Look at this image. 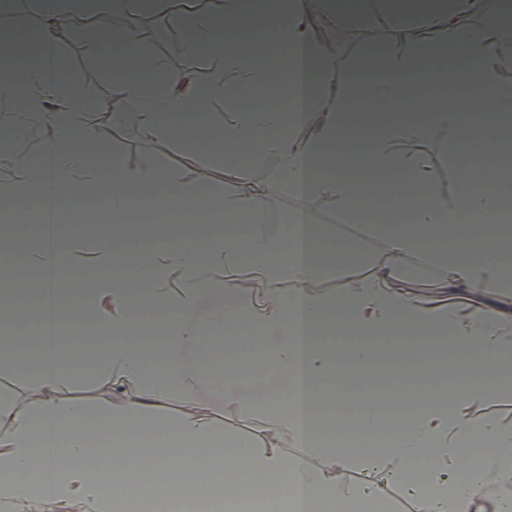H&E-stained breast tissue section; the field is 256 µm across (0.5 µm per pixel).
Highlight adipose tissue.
I'll return each mask as SVG.
<instances>
[{
    "label": "adipose tissue",
    "mask_w": 512,
    "mask_h": 512,
    "mask_svg": "<svg viewBox=\"0 0 512 512\" xmlns=\"http://www.w3.org/2000/svg\"><path fill=\"white\" fill-rule=\"evenodd\" d=\"M32 4L40 18L36 36L0 32V45L8 47L0 56V96L16 114L12 141H22L33 124L45 125L53 162L46 168L20 152L1 155L11 195L34 197L49 184L64 196L100 184L119 216L207 209L219 221L205 233L194 225L113 227L95 240V273L69 281L56 265L61 255L79 251L82 239L14 236L15 251L40 274L41 285L0 288V313L13 314L20 301L49 322L59 309L78 305L94 323L100 349L81 358L64 337L40 336L31 399L22 406L0 399V503L73 500L83 512H121L139 491L125 471L145 470L167 495L190 499L223 493L211 478L221 468L289 487V494L264 496L263 512H315L322 504L333 512H381L391 483L411 497L416 512H512V430L477 412L492 395L512 389L503 362L512 349V311L480 300L491 285L512 292V263L504 257L512 239L499 223L512 177L487 163L502 151V140L474 135L475 123L486 118L512 119V38L502 26L512 0L493 7L486 0H287L282 7L274 0H220L214 9L168 13L180 50L209 59L203 84L191 71L169 70L164 57L140 53L137 27L110 28L112 15L154 10L162 0ZM376 17L393 23L395 45L367 60L360 76L342 66L320 25L363 32ZM71 32L84 35L119 75L98 108L111 114L114 129L130 125L145 142L205 156L225 181L242 185L253 161L275 156L270 182L225 194L181 177L160 159L133 168L93 151L98 110L79 84L60 78V47ZM144 73L163 74L164 81L143 82ZM275 85L288 88L289 109L243 105L253 89ZM217 101L236 106L219 131L203 120ZM437 135L462 183L450 197L424 150ZM283 188L301 198L331 197L351 217L374 195L408 221L369 225L384 255L355 277L350 270L365 254L360 240L327 242L306 213L281 237L247 232L245 216L258 214ZM136 235L148 236L151 248L131 276L114 274L115 238ZM327 253L340 281L333 297L313 290L327 270ZM417 258L440 270L448 287L468 292L470 306L448 308L403 290ZM242 269L251 272L265 305L239 294L234 274ZM205 291L224 296L225 305L206 322L188 321ZM137 310L162 317L159 341L148 350L134 338ZM337 321L358 334L340 350L325 335ZM272 326L283 342L267 341ZM228 327L239 331L229 345ZM405 336L406 361L421 350L447 363L438 390L448 402L401 411L384 455L358 459L373 467L389 462L388 484L351 489L336 474L355 459L319 438L335 432L336 417L328 413L314 423L307 395H335L342 361L364 365L379 339L396 344ZM74 371L113 381L125 400L102 409L61 401L58 392ZM204 387L228 406L259 414L271 435L293 439L317 466L204 421L189 406ZM174 394L188 403L175 416L168 411ZM99 439L109 452L96 447ZM425 456L448 460L452 474L439 479L416 471ZM184 470L199 473L200 481H171V473Z\"/></svg>",
    "instance_id": "1"
}]
</instances>
